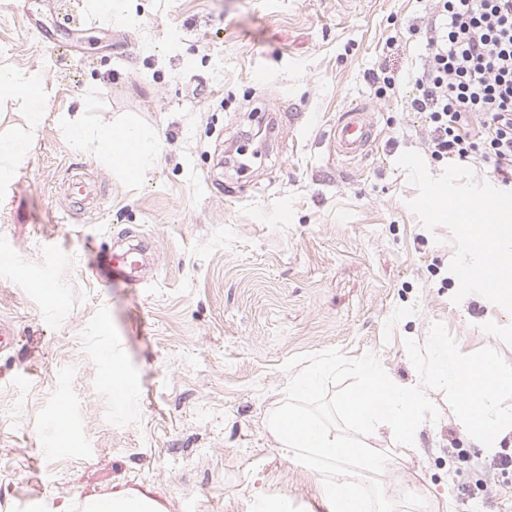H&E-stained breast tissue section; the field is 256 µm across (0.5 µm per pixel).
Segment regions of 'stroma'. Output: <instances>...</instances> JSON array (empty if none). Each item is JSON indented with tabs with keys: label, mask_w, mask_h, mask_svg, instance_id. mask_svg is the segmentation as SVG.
<instances>
[{
	"label": "stroma",
	"mask_w": 512,
	"mask_h": 512,
	"mask_svg": "<svg viewBox=\"0 0 512 512\" xmlns=\"http://www.w3.org/2000/svg\"><path fill=\"white\" fill-rule=\"evenodd\" d=\"M64 1L79 27L49 41L57 0H0V66L48 74L36 135L0 187V319L19 338L0 353V512L117 490L148 492L163 512H255L274 497L325 512L321 474L267 429L287 360L372 353L416 386L404 341L425 343L440 321L461 352L492 347L512 364V314L477 294L454 302L449 232L411 212L396 164L427 151L428 121L409 107L421 49L406 32L423 0H124L118 17ZM384 58L400 88L380 99L369 74ZM355 106L376 135L339 163L329 132ZM66 113L100 127L135 118L155 133L153 166L122 177L69 137ZM260 122L262 163L239 176L224 155ZM121 240L149 244L143 287L93 268ZM16 265L48 270L63 308L48 312ZM104 338L134 383L124 412L102 381ZM429 396L439 419L383 475L388 498L512 512V467L482 454L443 391ZM63 400L73 448L51 451Z\"/></svg>",
	"instance_id": "obj_1"
}]
</instances>
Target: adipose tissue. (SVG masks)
<instances>
[{
    "label": "adipose tissue",
    "instance_id": "ef3b65f1",
    "mask_svg": "<svg viewBox=\"0 0 512 512\" xmlns=\"http://www.w3.org/2000/svg\"><path fill=\"white\" fill-rule=\"evenodd\" d=\"M46 84L44 70L32 69L19 74L0 67V98L20 96L30 108L27 133L0 136V184L13 178L19 162L28 152L29 135L37 130L46 100ZM59 122L76 141H98L112 167L127 177L140 176L153 161L156 152L153 135L134 123L92 128L78 114L61 116Z\"/></svg>",
    "mask_w": 512,
    "mask_h": 512
}]
</instances>
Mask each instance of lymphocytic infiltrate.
Returning a JSON list of instances; mask_svg holds the SVG:
<instances>
[{"mask_svg":"<svg viewBox=\"0 0 512 512\" xmlns=\"http://www.w3.org/2000/svg\"><path fill=\"white\" fill-rule=\"evenodd\" d=\"M408 33L423 52L412 111L433 161L474 160L512 191V0H429Z\"/></svg>","mask_w":512,"mask_h":512,"instance_id":"obj_1","label":"lymphocytic infiltrate"}]
</instances>
